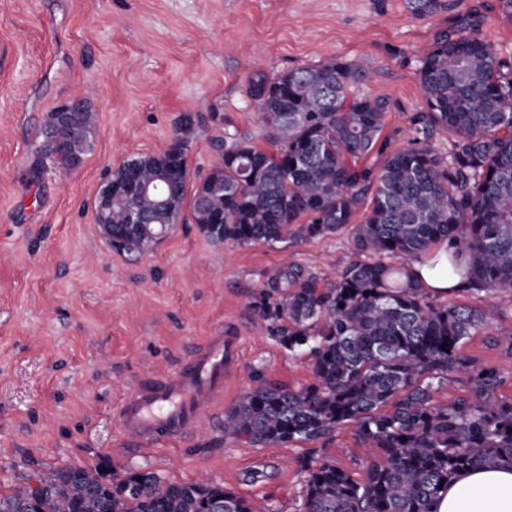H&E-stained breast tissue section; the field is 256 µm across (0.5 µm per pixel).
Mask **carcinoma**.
Returning <instances> with one entry per match:
<instances>
[{"label":"carcinoma","instance_id":"1","mask_svg":"<svg viewBox=\"0 0 512 512\" xmlns=\"http://www.w3.org/2000/svg\"><path fill=\"white\" fill-rule=\"evenodd\" d=\"M367 67L332 58L255 84L254 99L274 146L248 137L224 142L220 163L195 187L191 216L216 244L279 243L336 234L354 225V248L371 256L321 278L288 266L278 300L251 303L268 336L307 354L315 381L292 390L258 382L224 414V434L253 444L311 441L357 424L372 449L366 477L329 461H305L299 512H434L441 491L477 466L512 467V402L494 399L491 368L461 357L463 341L488 316L465 304L430 300L402 281L445 239L455 242L451 294L512 295V69L476 32L438 36L420 60L424 108L414 136L390 149L382 136L385 98L348 97ZM438 131L454 138L442 154ZM92 114L77 115L68 154L44 155L69 171L85 153ZM380 157L379 165L365 162ZM112 174V249L140 255L176 223L186 193L148 224H124L138 188L168 166L188 179L176 147L136 158ZM457 371L472 397L448 404L434 393ZM0 493V512H263L212 480L166 481L149 469L53 468Z\"/></svg>","mask_w":512,"mask_h":512}]
</instances>
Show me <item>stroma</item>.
Here are the masks:
<instances>
[{
  "instance_id": "1",
  "label": "stroma",
  "mask_w": 512,
  "mask_h": 512,
  "mask_svg": "<svg viewBox=\"0 0 512 512\" xmlns=\"http://www.w3.org/2000/svg\"><path fill=\"white\" fill-rule=\"evenodd\" d=\"M478 31L512 61V17L500 0H0V491L57 467L145 468L168 482L209 477L270 512H298L304 460L354 478L368 457L356 423L313 441L253 445L204 413L191 441L131 446L115 408L144 372L168 370L215 329L242 337L232 407L253 380L313 382L307 356L276 345L253 314L286 264L321 277L357 258L351 228L289 246L215 244L182 211L146 253L112 250L95 197L124 162L166 150L182 113L188 187L218 162L219 136L270 149L253 84L336 58L364 62L354 95L389 98L383 133L406 146L423 100L420 60L439 33ZM87 98L92 146L81 169L40 165L53 108ZM491 314L462 355L493 368L512 401V297L466 295Z\"/></svg>"
}]
</instances>
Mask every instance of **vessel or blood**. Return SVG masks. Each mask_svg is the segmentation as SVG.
Returning a JSON list of instances; mask_svg holds the SVG:
<instances>
[{
	"label": "vessel or blood",
	"instance_id": "obj_1",
	"mask_svg": "<svg viewBox=\"0 0 512 512\" xmlns=\"http://www.w3.org/2000/svg\"><path fill=\"white\" fill-rule=\"evenodd\" d=\"M239 337L215 332L165 374L144 375L118 407L121 427L139 447L196 434L203 409H220L224 386L240 358Z\"/></svg>",
	"mask_w": 512,
	"mask_h": 512
}]
</instances>
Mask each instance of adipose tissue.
<instances>
[{"mask_svg":"<svg viewBox=\"0 0 512 512\" xmlns=\"http://www.w3.org/2000/svg\"><path fill=\"white\" fill-rule=\"evenodd\" d=\"M453 247L444 242L423 261L410 269L413 281L439 293L447 294L457 278L448 275V255ZM436 512H512V469L476 467L459 473L441 493Z\"/></svg>","mask_w":512,"mask_h":512,"instance_id":"obj_1","label":"adipose tissue"}]
</instances>
